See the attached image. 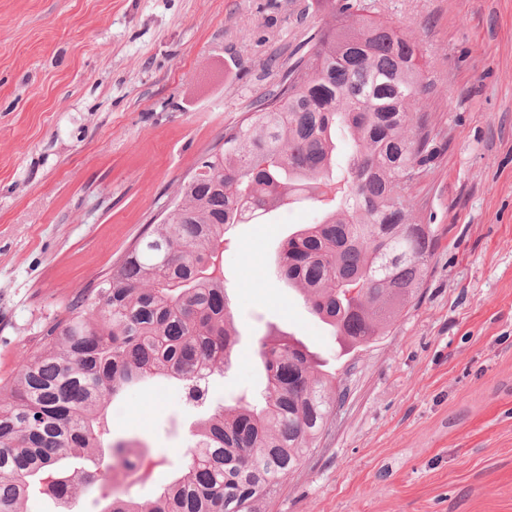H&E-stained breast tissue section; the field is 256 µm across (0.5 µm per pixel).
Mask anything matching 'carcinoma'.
<instances>
[{
  "instance_id": "obj_1",
  "label": "carcinoma",
  "mask_w": 512,
  "mask_h": 512,
  "mask_svg": "<svg viewBox=\"0 0 512 512\" xmlns=\"http://www.w3.org/2000/svg\"><path fill=\"white\" fill-rule=\"evenodd\" d=\"M329 22L307 33L224 143L199 158L169 220L138 238L77 294L0 385V512L31 498L67 505L82 486L101 512H267L314 456L345 389L305 347L263 337L261 399L211 407L200 375L224 374L236 343L224 286L229 226L323 197L315 224L288 236L280 279L350 348L389 334L419 294L435 248L411 189L434 154L419 49L365 0H316ZM351 140L336 158V131ZM207 410L168 483L143 500L103 468L144 481L162 453L112 441L111 401L157 376Z\"/></svg>"
}]
</instances>
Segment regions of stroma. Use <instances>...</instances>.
Masks as SVG:
<instances>
[{"label": "stroma", "mask_w": 512, "mask_h": 512, "mask_svg": "<svg viewBox=\"0 0 512 512\" xmlns=\"http://www.w3.org/2000/svg\"><path fill=\"white\" fill-rule=\"evenodd\" d=\"M420 46L434 155L413 192L435 250L386 336L351 350L276 276L288 208L234 225L239 333L211 388L263 383L259 336L303 345L347 391L268 512H512V0H367ZM315 0H0V379L176 199L197 160L277 83ZM112 437L186 448L165 378L113 400Z\"/></svg>", "instance_id": "stroma-1"}]
</instances>
